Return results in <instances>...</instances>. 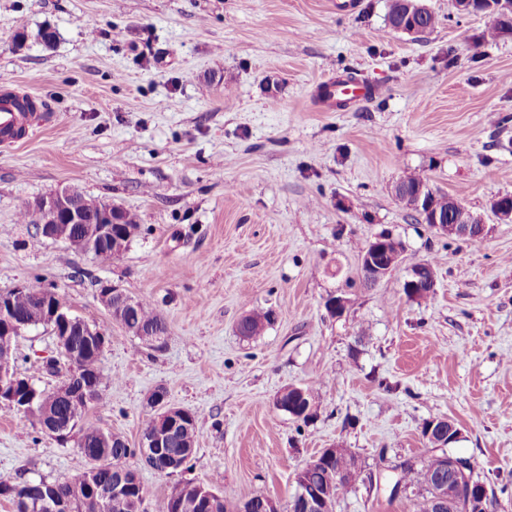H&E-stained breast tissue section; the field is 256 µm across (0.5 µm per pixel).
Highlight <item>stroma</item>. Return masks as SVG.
Here are the masks:
<instances>
[{
  "label": "stroma",
  "instance_id": "35a3bbf8",
  "mask_svg": "<svg viewBox=\"0 0 512 512\" xmlns=\"http://www.w3.org/2000/svg\"><path fill=\"white\" fill-rule=\"evenodd\" d=\"M433 29H393L388 0H0V81L43 100L54 122L0 146V293L53 288L106 338L112 377L90 422L140 443L151 394L192 411L196 453L173 475L138 467L146 505L182 483L224 479L235 507L264 495L287 507L295 475L325 448L363 465L335 512H413L399 466L431 453L427 420L461 430L450 453L475 461L488 512H512V223L489 202L512 195V35H483V13ZM56 29L53 46L34 35ZM27 32L24 46L14 37ZM355 76L375 93L322 111L321 83ZM480 215L482 241L412 219L402 176ZM74 187L132 211L140 229L112 262L37 234L21 212ZM387 233L402 262L374 286L361 249ZM436 286L408 298L411 266ZM109 282L152 301L162 348L132 336L100 302ZM341 295V315L325 303ZM255 309L275 314L239 336ZM17 371L50 389L59 351L49 328L16 341ZM316 385V415L274 405ZM74 439L57 440L0 404V480L83 472Z\"/></svg>",
  "mask_w": 512,
  "mask_h": 512
}]
</instances>
